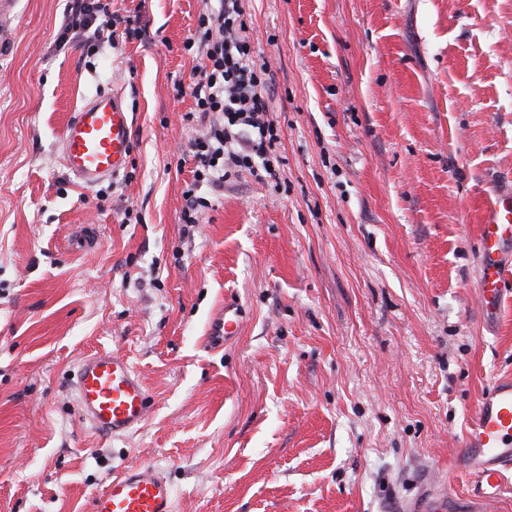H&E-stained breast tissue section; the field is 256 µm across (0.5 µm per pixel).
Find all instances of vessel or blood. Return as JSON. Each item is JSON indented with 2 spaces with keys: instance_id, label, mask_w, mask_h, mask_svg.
I'll return each instance as SVG.
<instances>
[{
  "instance_id": "obj_1",
  "label": "vessel or blood",
  "mask_w": 512,
  "mask_h": 512,
  "mask_svg": "<svg viewBox=\"0 0 512 512\" xmlns=\"http://www.w3.org/2000/svg\"><path fill=\"white\" fill-rule=\"evenodd\" d=\"M132 137L128 112L117 95L100 92L68 120L61 142L66 168L86 186L113 178L125 168ZM489 218L481 226V274L478 294L486 310H495L501 292L503 257L512 251V190L488 201ZM242 309L225 301L208 329L207 345L217 349L234 341ZM79 414L96 433L123 438L147 419L151 396L135 367L113 351L82 359L73 379ZM468 477L465 493L450 492L438 476L419 477L420 491L397 503L392 512H494L512 473V380H500L475 406L470 427L455 459ZM89 512H177L168 480L155 468L127 466L109 478L89 502Z\"/></svg>"
}]
</instances>
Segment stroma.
<instances>
[{"label":"stroma","instance_id":"stroma-1","mask_svg":"<svg viewBox=\"0 0 512 512\" xmlns=\"http://www.w3.org/2000/svg\"><path fill=\"white\" fill-rule=\"evenodd\" d=\"M70 0L0 24V512H87L146 465L179 512H382L454 459L471 412L512 380V273L478 296L485 199L512 184V0H245L273 78L278 184L242 171L180 222L193 176L184 48L201 0H112L142 39L57 47ZM133 123L124 171L63 165L99 89ZM238 339L204 343L224 300ZM109 348L152 407L126 438L76 408Z\"/></svg>","mask_w":512,"mask_h":512}]
</instances>
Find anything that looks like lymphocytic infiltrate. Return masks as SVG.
<instances>
[{"label":"lymphocytic infiltrate","instance_id":"lymphocytic-infiltrate-1","mask_svg":"<svg viewBox=\"0 0 512 512\" xmlns=\"http://www.w3.org/2000/svg\"><path fill=\"white\" fill-rule=\"evenodd\" d=\"M242 2L203 0L196 29L184 43L185 50H200L203 58L190 85L203 126L190 143L193 180L182 192L181 221L188 227L199 223L208 209L209 192L223 189L238 172H249L263 183L280 179L281 129L269 116V75L255 61ZM111 7L112 0H73L72 20L59 45H66L74 30L89 32L96 45L144 35L140 14L121 15Z\"/></svg>","mask_w":512,"mask_h":512}]
</instances>
